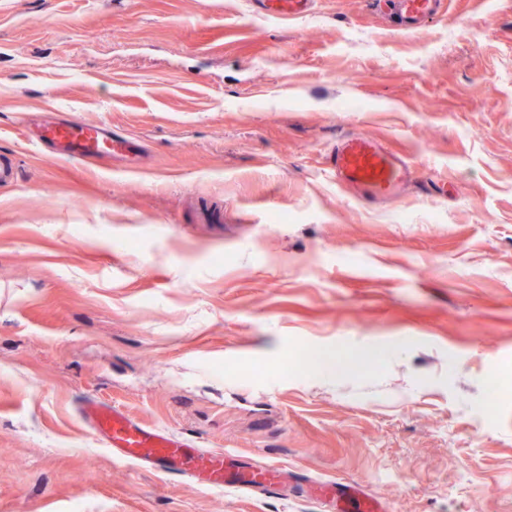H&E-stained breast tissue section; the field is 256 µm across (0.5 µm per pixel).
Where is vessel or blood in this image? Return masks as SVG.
<instances>
[{
	"mask_svg": "<svg viewBox=\"0 0 512 512\" xmlns=\"http://www.w3.org/2000/svg\"><path fill=\"white\" fill-rule=\"evenodd\" d=\"M442 0H390L402 31L417 32L421 23L440 10ZM258 12L288 20L309 12L313 0H253ZM35 143L56 157L84 160L136 152L134 139L116 137L107 123H86L73 117L42 124ZM330 161L338 182L363 190L370 202L386 204L397 197L409 175L408 163L381 142L352 135L341 139ZM83 417L90 429L111 448L118 463L146 464L152 469L201 476L203 486L236 488L253 493L279 490L282 471L264 462L243 464L226 453L203 448L198 441L130 419L121 410L99 402L86 404ZM315 492L329 512H382L378 500L360 483H318Z\"/></svg>",
	"mask_w": 512,
	"mask_h": 512,
	"instance_id": "1",
	"label": "vessel or blood"
}]
</instances>
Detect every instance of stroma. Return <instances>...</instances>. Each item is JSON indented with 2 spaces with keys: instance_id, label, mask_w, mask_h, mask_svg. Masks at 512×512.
Returning <instances> with one entry per match:
<instances>
[{
  "instance_id": "35a3bbf8",
  "label": "stroma",
  "mask_w": 512,
  "mask_h": 512,
  "mask_svg": "<svg viewBox=\"0 0 512 512\" xmlns=\"http://www.w3.org/2000/svg\"><path fill=\"white\" fill-rule=\"evenodd\" d=\"M43 112L140 153L46 155ZM352 134L407 161L402 197L330 175ZM1 160L0 512H324L319 481L512 512V0L415 34L372 0H0ZM85 400L288 492L117 464ZM256 10L279 20L302 16L310 11L312 0H253Z\"/></svg>"
}]
</instances>
